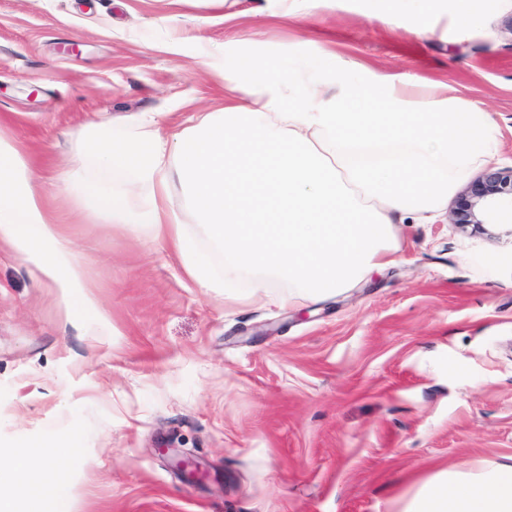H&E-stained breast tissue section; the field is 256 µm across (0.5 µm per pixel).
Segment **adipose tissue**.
Instances as JSON below:
<instances>
[{
    "label": "adipose tissue",
    "mask_w": 512,
    "mask_h": 512,
    "mask_svg": "<svg viewBox=\"0 0 512 512\" xmlns=\"http://www.w3.org/2000/svg\"><path fill=\"white\" fill-rule=\"evenodd\" d=\"M89 142L123 182L106 190L65 180V194L85 200L86 216L150 229L202 287L229 288L249 275L259 290L277 277L317 298L394 251L395 224L434 211L456 178L492 157L496 129L477 104L415 100L406 85L365 80L332 55L285 65L241 56L224 72L223 107L195 126L164 135L144 118L120 132L95 123ZM176 188L222 252L223 276L176 214ZM2 245L52 282L68 306L98 310L73 242L47 211L23 155L0 137ZM56 455L9 451L21 495L68 496ZM403 512H512V456L442 471Z\"/></svg>",
    "instance_id": "obj_1"
}]
</instances>
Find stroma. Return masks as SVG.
<instances>
[{"label":"stroma","mask_w":512,"mask_h":512,"mask_svg":"<svg viewBox=\"0 0 512 512\" xmlns=\"http://www.w3.org/2000/svg\"><path fill=\"white\" fill-rule=\"evenodd\" d=\"M0 0V136L107 315L0 249V449H61L70 501L22 512H401L464 461L512 455V223L461 231L460 178L394 227L392 262L323 299L225 300L162 241L90 221L60 175L106 180L91 123L162 130L224 102V62L333 53L478 103L512 165V0ZM467 13L466 29L457 18Z\"/></svg>","instance_id":"1"}]
</instances>
